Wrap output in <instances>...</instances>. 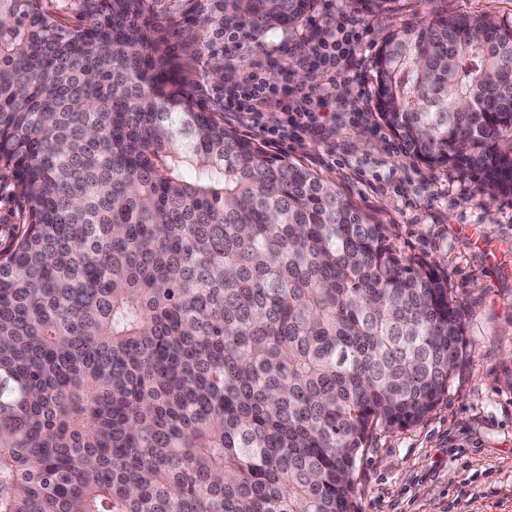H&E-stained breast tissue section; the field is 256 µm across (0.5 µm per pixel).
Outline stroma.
<instances>
[{"label":"stroma","instance_id":"35a3bbf8","mask_svg":"<svg viewBox=\"0 0 512 512\" xmlns=\"http://www.w3.org/2000/svg\"><path fill=\"white\" fill-rule=\"evenodd\" d=\"M172 46L202 36L217 0H161ZM512 21V0H394L367 12L355 0H315L290 31L250 29L243 47L223 51L225 74L242 81L256 60L274 58L271 84L309 87L313 72L294 69L288 43L341 15L361 21L351 74L365 91L366 119H350L344 85L330 90L322 129L289 149L290 160L332 181L354 204L388 224L395 246L430 263L462 305L469 356L420 423L375 431L360 455L351 512H512V274L494 252L512 250V196L476 192L464 176L434 171L412 157L376 109L374 61L383 40L432 15ZM26 220L11 171L0 167V243Z\"/></svg>","mask_w":512,"mask_h":512}]
</instances>
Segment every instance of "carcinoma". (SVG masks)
<instances>
[{"mask_svg":"<svg viewBox=\"0 0 512 512\" xmlns=\"http://www.w3.org/2000/svg\"><path fill=\"white\" fill-rule=\"evenodd\" d=\"M155 0H0V512H351L376 427L463 363L448 282L336 185L224 126ZM314 0H223L286 31ZM414 158L512 196V23L436 17L375 59ZM26 214L11 171L0 167V243L11 241L25 223Z\"/></svg>","mask_w":512,"mask_h":512,"instance_id":"1","label":"carcinoma"}]
</instances>
